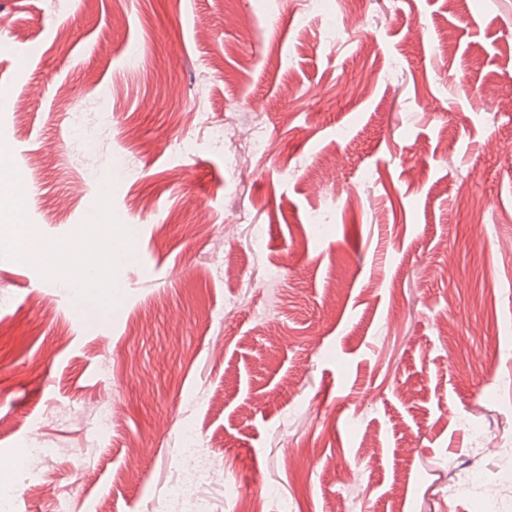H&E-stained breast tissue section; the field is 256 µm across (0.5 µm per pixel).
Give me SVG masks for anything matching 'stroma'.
I'll return each instance as SVG.
<instances>
[{"instance_id":"stroma-1","label":"stroma","mask_w":512,"mask_h":512,"mask_svg":"<svg viewBox=\"0 0 512 512\" xmlns=\"http://www.w3.org/2000/svg\"><path fill=\"white\" fill-rule=\"evenodd\" d=\"M322 3L0 0V184L141 257L95 305L0 251L14 512H170L186 422L211 512H512V0Z\"/></svg>"}]
</instances>
